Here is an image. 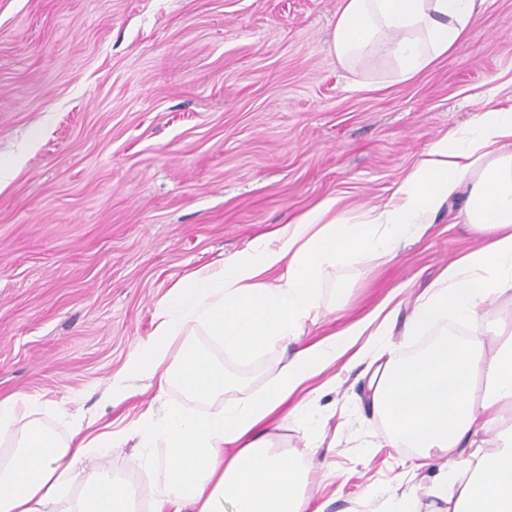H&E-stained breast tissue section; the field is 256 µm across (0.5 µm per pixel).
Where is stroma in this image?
I'll return each instance as SVG.
<instances>
[{"label":"stroma","instance_id":"stroma-1","mask_svg":"<svg viewBox=\"0 0 512 512\" xmlns=\"http://www.w3.org/2000/svg\"><path fill=\"white\" fill-rule=\"evenodd\" d=\"M341 0H0V399H29L26 421L69 440L72 418L122 442L98 466L153 490L163 445L133 428L146 406L214 412L267 391L293 350L334 338L389 299L379 358L334 364L267 425L273 448L305 462L324 512H381L433 467L385 447L370 384L379 360L424 339L406 331L416 298L482 241L464 198L419 242L338 269L326 314L247 364L203 325L177 337L224 366L213 401L164 396L125 378L156 307L199 267L243 249L328 197L350 217L385 203L421 152L483 111L512 105V0H488L463 44L413 79L384 56L357 69L330 49ZM131 395L113 404L112 384ZM311 401L324 434L307 447L290 406ZM414 480H406V470Z\"/></svg>","mask_w":512,"mask_h":512}]
</instances>
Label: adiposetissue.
I'll return each mask as SVG.
<instances>
[{
    "label": "adipose tissue",
    "mask_w": 512,
    "mask_h": 512,
    "mask_svg": "<svg viewBox=\"0 0 512 512\" xmlns=\"http://www.w3.org/2000/svg\"><path fill=\"white\" fill-rule=\"evenodd\" d=\"M484 3L342 0L331 48L350 66L386 52L407 81L461 45ZM459 197L483 245L449 264L417 298L407 330H429L434 339L384 364L372 378L371 406L385 424L386 447L414 449L427 463L441 459L429 494L447 512H512V325L501 323V339L491 342L448 332L449 318L469 322L488 300L512 302V105L432 142L383 205L346 218L338 198L324 199L269 237L194 271L159 305L156 328L131 355L128 374L155 380L161 396L175 383L201 400L223 393L230 384L223 367L199 349L183 347L177 365H166L176 336L200 321L225 349L249 359L320 317L319 289L332 271L422 239ZM367 329L361 321L294 351L272 392L235 408L198 415L172 408L161 416L147 409L136 432L166 449L154 512H323L302 489L303 470L273 450L264 425L343 355L360 363L370 351L358 343ZM22 418L16 400H0V442L13 444L0 455V512H46L76 477L83 489L69 512H134L126 483L85 464L90 448L114 444L111 432L84 438L79 419L69 445ZM488 431L495 441L485 440ZM460 448L469 454L459 466L451 458Z\"/></svg>",
    "instance_id": "1"
}]
</instances>
